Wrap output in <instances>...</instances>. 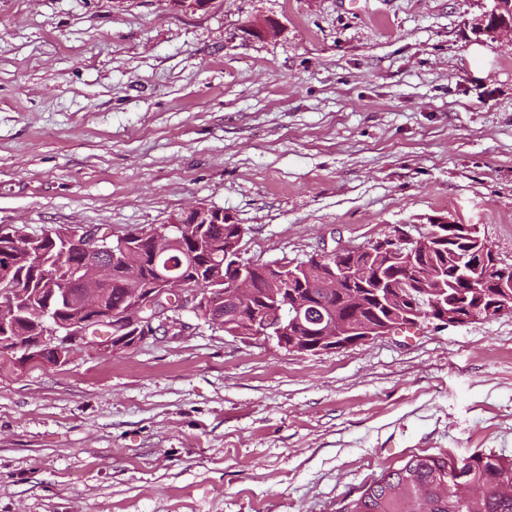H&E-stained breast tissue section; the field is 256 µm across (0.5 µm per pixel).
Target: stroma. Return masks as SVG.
I'll list each match as a JSON object with an SVG mask.
<instances>
[{"mask_svg": "<svg viewBox=\"0 0 512 512\" xmlns=\"http://www.w3.org/2000/svg\"><path fill=\"white\" fill-rule=\"evenodd\" d=\"M490 5L0 0V224L120 236L204 203L244 261L296 265L445 218L510 266ZM182 320L108 357L0 359V512H336L413 455L512 459V315L318 355Z\"/></svg>", "mask_w": 512, "mask_h": 512, "instance_id": "stroma-1", "label": "stroma"}]
</instances>
